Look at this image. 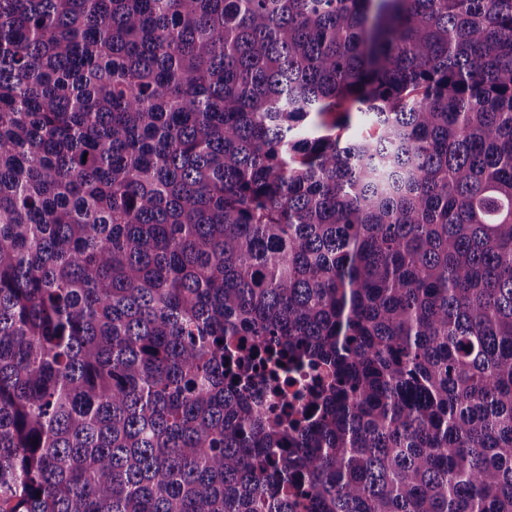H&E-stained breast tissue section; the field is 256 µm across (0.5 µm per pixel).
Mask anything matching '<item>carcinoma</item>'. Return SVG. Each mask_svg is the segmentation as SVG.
<instances>
[{"label": "carcinoma", "mask_w": 512, "mask_h": 512, "mask_svg": "<svg viewBox=\"0 0 512 512\" xmlns=\"http://www.w3.org/2000/svg\"><path fill=\"white\" fill-rule=\"evenodd\" d=\"M0 512H512V0H0Z\"/></svg>", "instance_id": "cac0c4a2"}]
</instances>
